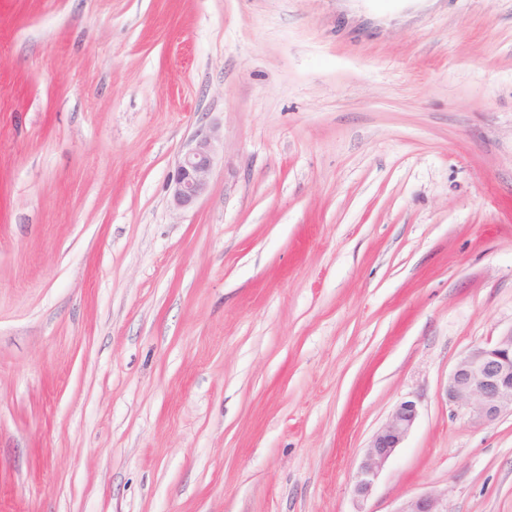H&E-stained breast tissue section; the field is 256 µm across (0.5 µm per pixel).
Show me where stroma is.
I'll return each instance as SVG.
<instances>
[{
	"label": "stroma",
	"instance_id": "obj_1",
	"mask_svg": "<svg viewBox=\"0 0 512 512\" xmlns=\"http://www.w3.org/2000/svg\"><path fill=\"white\" fill-rule=\"evenodd\" d=\"M511 327L512 0H0V512H512ZM216 139L215 133L201 137L179 161L176 176L170 185L174 209L189 208L207 191ZM448 403L470 410L477 424L512 414V327L467 352L454 366L446 387ZM477 399L475 406L472 399ZM418 417L413 401H403L374 435L365 457L351 479L354 500L363 505L372 495L379 475L412 430ZM444 495L425 492L403 500L395 512H447Z\"/></svg>",
	"mask_w": 512,
	"mask_h": 512
}]
</instances>
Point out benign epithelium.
Wrapping results in <instances>:
<instances>
[{"mask_svg":"<svg viewBox=\"0 0 512 512\" xmlns=\"http://www.w3.org/2000/svg\"><path fill=\"white\" fill-rule=\"evenodd\" d=\"M216 135H206L179 161L171 184V205L192 206L208 189ZM448 403L469 411L477 424H488L512 414V327L467 352L454 366L446 387ZM418 417L416 404L403 401L374 435L365 457L351 479L354 500L362 505L372 495L379 475ZM394 512H447L444 495L425 492L403 500Z\"/></svg>","mask_w":512,"mask_h":512,"instance_id":"1","label":"benign epithelium"}]
</instances>
